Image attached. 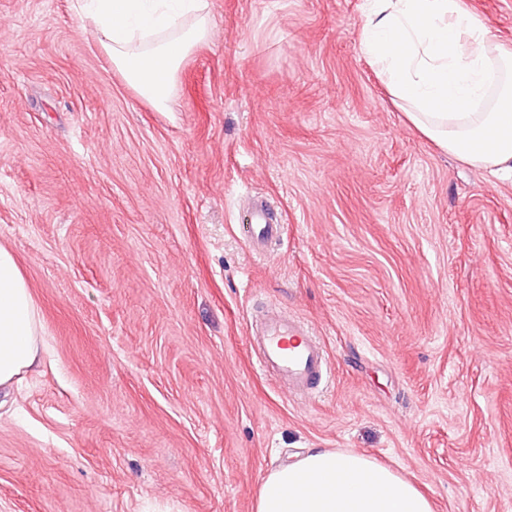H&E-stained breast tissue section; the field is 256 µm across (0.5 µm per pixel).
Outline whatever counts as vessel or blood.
<instances>
[{
	"mask_svg": "<svg viewBox=\"0 0 512 512\" xmlns=\"http://www.w3.org/2000/svg\"><path fill=\"white\" fill-rule=\"evenodd\" d=\"M239 231L252 252L264 253L268 244L280 240L282 227L270 223L265 207L257 206L240 217ZM257 368L275 378L279 387L296 399L312 400L329 372L322 343L299 321L280 315H265L259 335L249 336Z\"/></svg>",
	"mask_w": 512,
	"mask_h": 512,
	"instance_id": "vessel-or-blood-1",
	"label": "vessel or blood"
}]
</instances>
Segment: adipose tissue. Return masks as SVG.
Returning <instances> with one entry per match:
<instances>
[{"instance_id": "adipose-tissue-1", "label": "adipose tissue", "mask_w": 512, "mask_h": 512, "mask_svg": "<svg viewBox=\"0 0 512 512\" xmlns=\"http://www.w3.org/2000/svg\"><path fill=\"white\" fill-rule=\"evenodd\" d=\"M126 84L155 110L212 36L207 0H73ZM358 46L408 123L457 161L512 176V51L459 0H365ZM44 351L34 296L0 245V387ZM254 512H434L405 476L363 452L313 448L270 471Z\"/></svg>"}]
</instances>
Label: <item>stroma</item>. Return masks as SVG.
Returning a JSON list of instances; mask_svg holds the SVG:
<instances>
[{
    "label": "stroma",
    "mask_w": 512,
    "mask_h": 512,
    "mask_svg": "<svg viewBox=\"0 0 512 512\" xmlns=\"http://www.w3.org/2000/svg\"><path fill=\"white\" fill-rule=\"evenodd\" d=\"M462 2L512 46V0ZM363 4L209 0L159 112L73 0H0V244L46 343L0 402V512H254L310 448L512 512V177L407 124ZM257 200L284 226L263 256ZM265 303L323 341L314 400L258 371ZM240 223V234L254 253L266 254L268 244L280 240L282 236L281 224L270 223L268 212L263 206L253 207L244 212L240 217Z\"/></svg>",
    "instance_id": "obj_1"
}]
</instances>
